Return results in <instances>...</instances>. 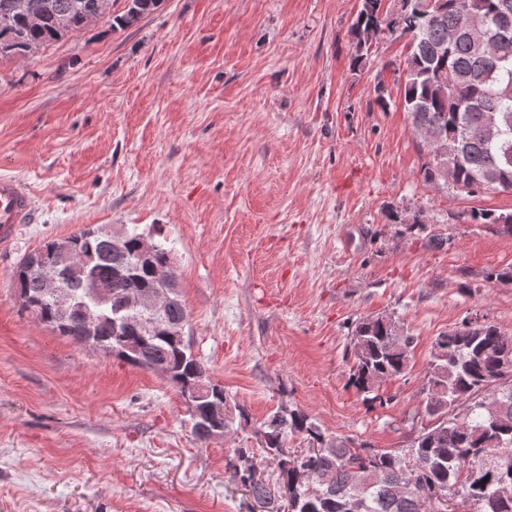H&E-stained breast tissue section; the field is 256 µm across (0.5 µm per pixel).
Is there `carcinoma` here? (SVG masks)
<instances>
[{
	"label": "carcinoma",
	"mask_w": 512,
	"mask_h": 512,
	"mask_svg": "<svg viewBox=\"0 0 512 512\" xmlns=\"http://www.w3.org/2000/svg\"><path fill=\"white\" fill-rule=\"evenodd\" d=\"M104 0H0V59L33 54L77 33L101 15ZM160 0H130L113 18L132 26L157 8ZM387 0H360L350 28L353 68L368 58L370 41L388 31L408 38L402 105L411 128L436 134L425 145L424 182L451 184L469 193L512 191V0H465L476 5L477 22L466 25L459 0H404L395 17ZM480 224L512 228V214L480 212ZM149 235L126 230L121 248H112L107 226L87 227L46 241L24 256L14 279L22 309L61 336L72 337L114 354L131 365L148 361L171 369L169 381L179 394L195 384L204 368L187 342L166 334L168 323L188 318L182 301L166 321L127 306L130 291L159 287L156 269L171 250L153 243L145 257L141 242ZM61 274L60 288L75 316L63 320L55 298L45 288L44 272ZM99 313L86 328L77 313ZM414 337L393 315L361 318L351 328L354 365L349 381L372 405L392 400L383 386L404 377ZM420 406L434 425L421 427L408 454L328 437L298 409L281 408L262 423L267 457L286 474L281 498L288 512H448L444 503L461 499L470 512H512V336L485 320L464 318L440 335L421 390ZM300 436L307 447L284 448L285 433ZM231 476L253 498L270 490L255 480L250 449H233ZM328 475L332 492L309 497L306 483Z\"/></svg>",
	"instance_id": "obj_1"
}]
</instances>
